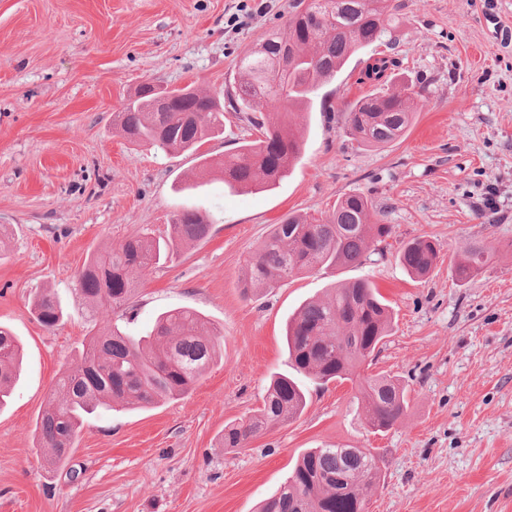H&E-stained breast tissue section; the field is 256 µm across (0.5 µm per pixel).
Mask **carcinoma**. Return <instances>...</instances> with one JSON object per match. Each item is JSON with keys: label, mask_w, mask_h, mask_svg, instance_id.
Masks as SVG:
<instances>
[{"label": "carcinoma", "mask_w": 512, "mask_h": 512, "mask_svg": "<svg viewBox=\"0 0 512 512\" xmlns=\"http://www.w3.org/2000/svg\"><path fill=\"white\" fill-rule=\"evenodd\" d=\"M393 11L391 0H293L285 32L267 38L239 61L244 78L227 94L230 109L256 113L269 106L276 121L270 125L262 114L248 117L261 135L224 156L222 171L231 177L225 185L273 186L288 177L302 156L296 109L311 108L313 94L351 55L392 41ZM390 64L379 58L365 67L360 81L378 89L344 113L345 133L360 146L384 147L412 123V96L381 88ZM112 126L130 143L166 155L196 152L204 140L224 134V113L215 109L213 94L190 85L174 90L162 109L154 95L141 89L123 111L113 113ZM371 217L372 205L360 194L339 198L323 219L289 215L273 225L249 260L246 287L272 290L299 273L361 264L372 245L392 235L391 225L373 224ZM210 227L198 211L184 209L173 215L166 235L146 231L92 255L76 277L75 292L91 317H107L132 300L160 262L205 240ZM439 253L437 243L421 235L402 243L397 258L422 279ZM487 261L483 245H465L455 257L457 278L470 279ZM32 310L49 328L63 317L59 299L48 290L34 295ZM392 330L391 309L375 283L364 278L301 305L288 321L285 340L296 373L326 384L354 380ZM218 336L191 308L161 314L139 336L105 322L83 346L76 366L54 383L38 423L41 447L49 450L47 463L66 466L84 416L100 406H148L186 394L214 362ZM18 365V343L0 327V406L10 397ZM358 394L374 433L393 427L408 406L405 387L389 375L359 379ZM306 404L295 378H275L247 421L224 427V447H246L258 434L297 418ZM378 479L377 456L369 448H311L259 512H366L368 493Z\"/></svg>", "instance_id": "obj_1"}]
</instances>
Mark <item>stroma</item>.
I'll use <instances>...</instances> for the list:
<instances>
[{"label": "stroma", "instance_id": "35a3bbf8", "mask_svg": "<svg viewBox=\"0 0 512 512\" xmlns=\"http://www.w3.org/2000/svg\"><path fill=\"white\" fill-rule=\"evenodd\" d=\"M289 0H0V326L22 363L0 407V512H255L310 448H370L380 481L368 512H512V0H397L388 88L414 92L407 132L382 149L346 138L344 114L372 91L354 56L300 119L304 159L272 188L232 189L195 155L135 146L112 115L143 83L233 90L239 59L280 29ZM258 132L225 111L219 159ZM366 196L392 225L359 266L245 291L247 261L288 214L323 218ZM193 208L213 224L146 277L112 319L133 335L177 308L221 333L216 361L184 396L103 409L84 424L67 466L45 461L38 421L56 376L94 331L74 292L88 258L143 230L165 233ZM433 238L440 258L421 280L401 242ZM483 244L468 282L456 252ZM368 278L394 330L362 371L396 377L409 407L372 433L350 381L308 384L291 422L247 447L225 425L259 407L273 376L292 375L283 336L305 301ZM42 290L64 308L54 328L31 307Z\"/></svg>", "mask_w": 512, "mask_h": 512}]
</instances>
